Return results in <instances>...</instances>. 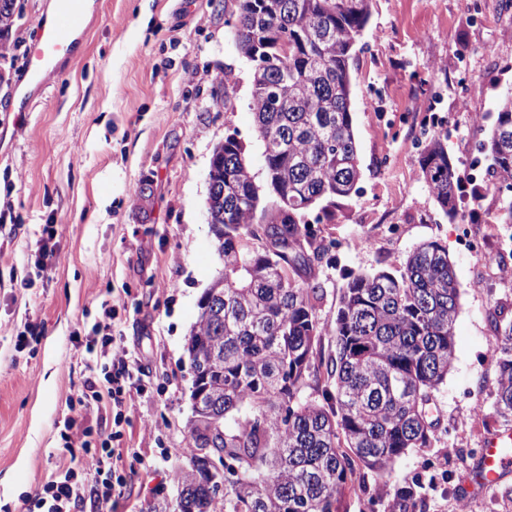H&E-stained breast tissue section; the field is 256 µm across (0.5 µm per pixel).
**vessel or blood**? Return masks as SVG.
I'll return each mask as SVG.
<instances>
[{
	"label": "vessel or blood",
	"mask_w": 512,
	"mask_h": 512,
	"mask_svg": "<svg viewBox=\"0 0 512 512\" xmlns=\"http://www.w3.org/2000/svg\"><path fill=\"white\" fill-rule=\"evenodd\" d=\"M56 15L51 22L37 26V36L29 47L27 64L20 80L22 87L42 88L59 75L63 65L76 53L88 28L86 0H56ZM512 470V434H491L480 462L481 486L496 485Z\"/></svg>",
	"instance_id": "1"
}]
</instances>
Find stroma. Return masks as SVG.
<instances>
[{"label": "stroma", "mask_w": 512, "mask_h": 512, "mask_svg": "<svg viewBox=\"0 0 512 512\" xmlns=\"http://www.w3.org/2000/svg\"><path fill=\"white\" fill-rule=\"evenodd\" d=\"M91 2L79 55L28 111H16L14 93L50 0H14L19 20L0 59V512H31L63 457L57 423L68 415L89 429L92 447L111 440L127 476L111 506L90 500L84 512H147L176 497L188 464L186 342L216 266L208 172L227 134H238L257 185L266 183L234 0ZM351 73L360 191L333 220L317 208L306 216L324 251L311 271L323 288L318 317L332 328L349 276L396 272L429 240L447 246L460 298L453 368L431 405L433 447L410 449L386 476L359 469L341 512H388L403 480L421 485L422 512H512V472L487 490L473 483L486 438L512 431L494 407L487 320L497 307L512 316V276L463 248L460 222L473 220L511 266L512 227L495 223L492 190L477 200L462 193L457 217L445 216L412 147L416 128L447 131L450 161L466 178L512 89V8L373 0ZM47 224L57 229L56 257L43 271L35 260ZM107 308L115 346L138 353L145 370L118 437L111 411L76 403L84 380L101 374L85 344Z\"/></svg>", "instance_id": "stroma-1"}]
</instances>
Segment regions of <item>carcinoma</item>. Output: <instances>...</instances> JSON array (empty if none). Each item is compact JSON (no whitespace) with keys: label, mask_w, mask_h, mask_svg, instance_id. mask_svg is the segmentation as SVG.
Returning <instances> with one entry per match:
<instances>
[{"label":"carcinoma","mask_w":512,"mask_h":512,"mask_svg":"<svg viewBox=\"0 0 512 512\" xmlns=\"http://www.w3.org/2000/svg\"><path fill=\"white\" fill-rule=\"evenodd\" d=\"M237 47L253 67L252 109L264 147L268 200L261 202L245 146L234 134L213 153L209 224L219 266L186 344L210 360L207 403L191 406L189 465L177 495L149 512H340L356 468L384 473L410 448H431L428 406L454 359L459 284L448 249L418 245L398 273L351 277L334 326L316 310L319 283L288 270L322 259L306 213L358 193L350 61L372 0H236ZM16 23L0 0V37ZM490 182L506 195L498 219L512 224V92L500 97L490 134L478 143ZM422 176L440 210L458 211L460 180L448 132L425 140ZM496 408L512 416V319L490 314ZM334 353L323 358L322 339ZM323 401H304L306 388ZM224 455V497L208 492L196 464ZM416 485L395 486L390 512H415Z\"/></svg>","instance_id":"carcinoma-1"}]
</instances>
